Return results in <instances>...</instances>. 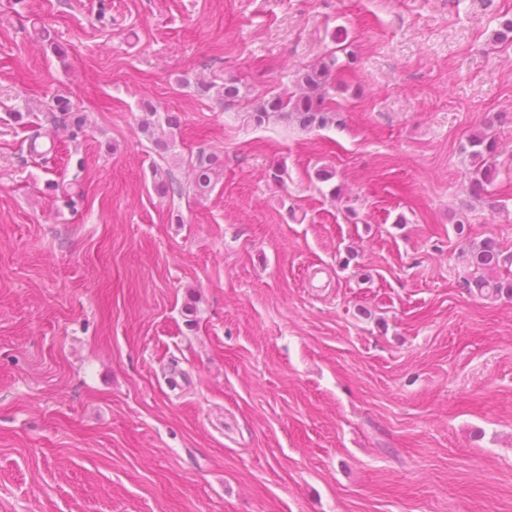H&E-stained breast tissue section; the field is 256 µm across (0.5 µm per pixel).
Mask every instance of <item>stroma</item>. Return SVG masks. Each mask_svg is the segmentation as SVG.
Returning a JSON list of instances; mask_svg holds the SVG:
<instances>
[{
    "mask_svg": "<svg viewBox=\"0 0 512 512\" xmlns=\"http://www.w3.org/2000/svg\"><path fill=\"white\" fill-rule=\"evenodd\" d=\"M510 18L512 0H0V512H512V299L461 264L487 237L512 252ZM339 33L340 126L247 123ZM230 76L233 106L188 86ZM58 94L85 131L43 122L31 154L9 112ZM145 97L179 119L172 153L138 129ZM477 132L497 143L486 201ZM201 151L223 161L210 194L156 192L153 165ZM464 149L468 150L475 163L469 173L471 195L475 198H482L487 191V186L492 183L496 171L494 167L484 162L485 156H490L495 152V142L484 133L473 135L468 139L467 147Z\"/></svg>",
    "mask_w": 512,
    "mask_h": 512,
    "instance_id": "35a3bbf8",
    "label": "stroma"
}]
</instances>
